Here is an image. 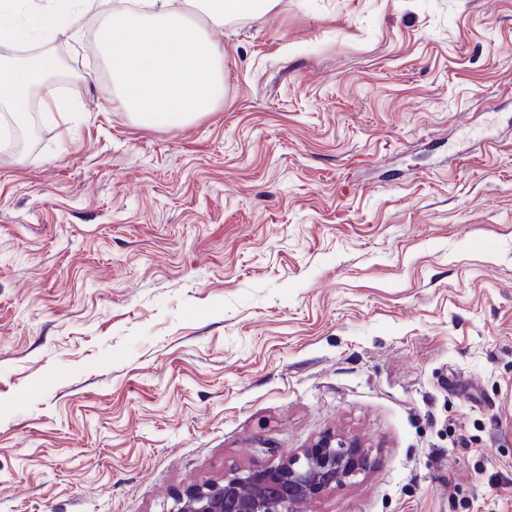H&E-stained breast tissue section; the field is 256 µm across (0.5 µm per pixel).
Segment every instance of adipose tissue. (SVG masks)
Returning <instances> with one entry per match:
<instances>
[{
  "mask_svg": "<svg viewBox=\"0 0 512 512\" xmlns=\"http://www.w3.org/2000/svg\"><path fill=\"white\" fill-rule=\"evenodd\" d=\"M109 0H50L47 7H26L24 0H0V41L44 40L58 27L82 36L84 16L104 8L97 46L116 86L115 101L148 128L179 129L216 111L224 100V53L208 30L225 21L273 9L277 0H137L133 10L109 12ZM199 18L188 21L183 8ZM52 57L37 66L0 65V111L12 125L30 118L36 70H51Z\"/></svg>",
  "mask_w": 512,
  "mask_h": 512,
  "instance_id": "ef3b65f1",
  "label": "adipose tissue"
}]
</instances>
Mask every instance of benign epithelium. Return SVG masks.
I'll list each match as a JSON object with an SVG mask.
<instances>
[{
  "mask_svg": "<svg viewBox=\"0 0 512 512\" xmlns=\"http://www.w3.org/2000/svg\"><path fill=\"white\" fill-rule=\"evenodd\" d=\"M370 466L369 450L360 440L328 433L276 464L234 469L222 481L188 485L174 496L173 512H302Z\"/></svg>",
  "mask_w": 512,
  "mask_h": 512,
  "instance_id": "benign-epithelium-1",
  "label": "benign epithelium"
}]
</instances>
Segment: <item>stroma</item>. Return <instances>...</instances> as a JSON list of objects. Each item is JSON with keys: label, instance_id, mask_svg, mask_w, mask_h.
I'll list each match as a JSON object with an SVG mask.
<instances>
[{"label": "stroma", "instance_id": "stroma-1", "mask_svg": "<svg viewBox=\"0 0 512 512\" xmlns=\"http://www.w3.org/2000/svg\"><path fill=\"white\" fill-rule=\"evenodd\" d=\"M224 103L113 101L0 156V512H170L327 432L372 465L307 512H512V0H279Z\"/></svg>", "mask_w": 512, "mask_h": 512}]
</instances>
